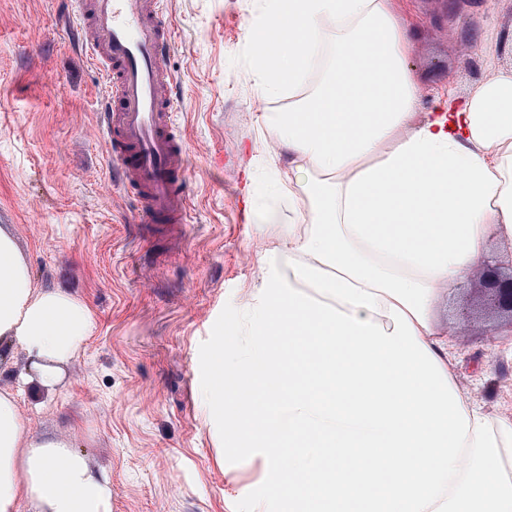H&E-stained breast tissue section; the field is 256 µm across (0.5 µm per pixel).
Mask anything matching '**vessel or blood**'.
<instances>
[{"mask_svg": "<svg viewBox=\"0 0 512 512\" xmlns=\"http://www.w3.org/2000/svg\"><path fill=\"white\" fill-rule=\"evenodd\" d=\"M81 42L106 83L101 114L112 165L151 224H185L188 157L175 123L166 0H70Z\"/></svg>", "mask_w": 512, "mask_h": 512, "instance_id": "1", "label": "vessel or blood"}]
</instances>
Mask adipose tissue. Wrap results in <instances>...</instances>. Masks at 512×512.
I'll return each instance as SVG.
<instances>
[{
    "label": "adipose tissue",
    "instance_id": "ef3b65f1",
    "mask_svg": "<svg viewBox=\"0 0 512 512\" xmlns=\"http://www.w3.org/2000/svg\"><path fill=\"white\" fill-rule=\"evenodd\" d=\"M398 0H262L246 34L261 120L287 168L257 212L251 348L217 339L207 393L233 410L283 512H512V419L458 389L429 305L512 238V67L420 113ZM95 325L39 288L0 226V372L53 396ZM233 358L236 392L225 391ZM358 452L355 473L337 449ZM112 483L73 444L33 434L0 388V512H109Z\"/></svg>",
    "mask_w": 512,
    "mask_h": 512
}]
</instances>
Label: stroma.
I'll return each mask as SVG.
<instances>
[{"label":"stroma","instance_id":"35a3bbf8","mask_svg":"<svg viewBox=\"0 0 512 512\" xmlns=\"http://www.w3.org/2000/svg\"><path fill=\"white\" fill-rule=\"evenodd\" d=\"M259 0H168L177 32L178 122L189 166L183 229L138 223L112 175L97 70L69 28L68 0H0V225L36 286L86 301L95 327L46 401L17 402L32 433L72 442L109 471L110 512H276L260 460L239 456L230 409L207 398L218 337L242 333L272 233L249 217L276 164L246 54ZM421 111L512 66V0H405ZM481 274L440 288L430 314L454 345L459 390L512 417V323L474 314Z\"/></svg>","mask_w":512,"mask_h":512}]
</instances>
